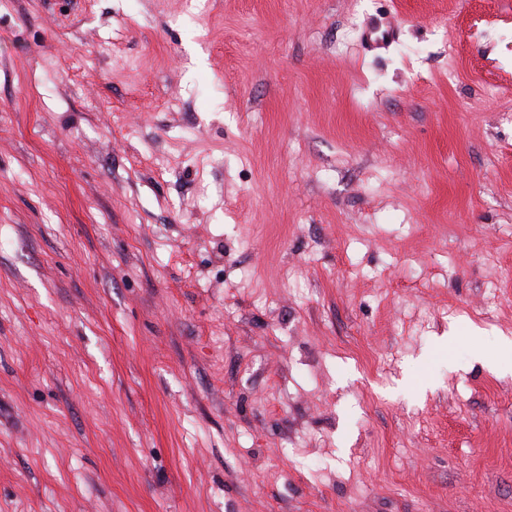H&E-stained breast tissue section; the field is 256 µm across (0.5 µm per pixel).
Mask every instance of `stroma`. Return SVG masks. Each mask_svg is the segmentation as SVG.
Listing matches in <instances>:
<instances>
[{
	"instance_id": "stroma-1",
	"label": "stroma",
	"mask_w": 512,
	"mask_h": 512,
	"mask_svg": "<svg viewBox=\"0 0 512 512\" xmlns=\"http://www.w3.org/2000/svg\"><path fill=\"white\" fill-rule=\"evenodd\" d=\"M505 336L512 0H0V512H512Z\"/></svg>"
}]
</instances>
